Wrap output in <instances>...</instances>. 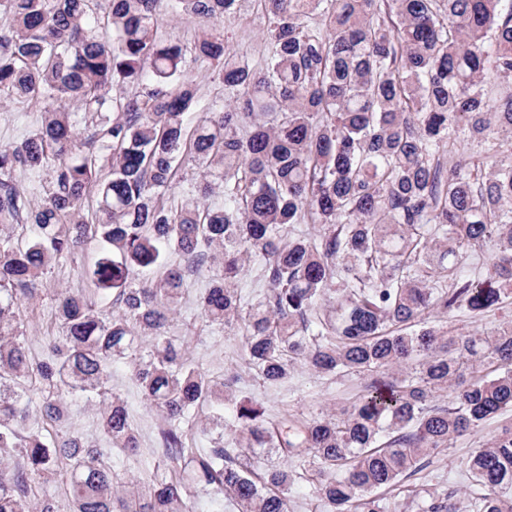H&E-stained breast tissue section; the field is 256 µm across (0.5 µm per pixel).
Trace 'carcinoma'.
<instances>
[{
  "instance_id": "1",
  "label": "carcinoma",
  "mask_w": 512,
  "mask_h": 512,
  "mask_svg": "<svg viewBox=\"0 0 512 512\" xmlns=\"http://www.w3.org/2000/svg\"><path fill=\"white\" fill-rule=\"evenodd\" d=\"M238 0H0V102L43 106L41 125L0 144V512H58L32 482L61 476L70 512H194L187 481L214 485L238 512H289L296 474L256 471L304 460L325 512H388L398 486L458 436L512 408V322L452 334L435 319L483 314L512 298V153L456 158L512 135V6L503 0H258L265 57L224 48ZM192 14V47L160 34V16ZM227 99L201 112L189 64ZM199 165L197 195L168 200L177 159ZM49 168L38 199L18 168ZM224 189V206L208 198ZM97 198V222L82 210ZM29 226L22 246L16 226ZM311 224L309 236L294 225ZM94 241L83 279L115 293L112 315L54 288L61 336L30 357L21 316L51 287L55 264ZM488 251L485 271L464 267ZM174 251L182 263L164 261ZM258 261L251 303L237 283ZM214 270L198 307L242 332L267 382L301 364L356 374L358 397L309 421L274 425L233 402L234 439L186 453L177 421L224 399L168 336L185 282ZM151 342L135 378L167 426L170 477L149 491L117 481L78 435L31 426L27 386L59 423L69 398L94 393L103 431L126 454L139 439L124 403L105 397L114 359ZM477 512H512V422L471 455ZM453 491L417 493V512H462Z\"/></svg>"
}]
</instances>
